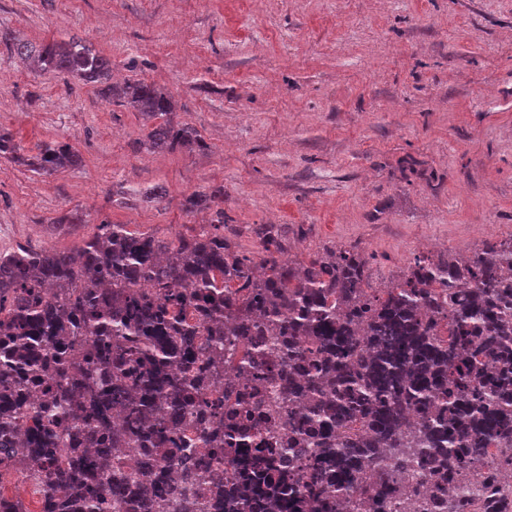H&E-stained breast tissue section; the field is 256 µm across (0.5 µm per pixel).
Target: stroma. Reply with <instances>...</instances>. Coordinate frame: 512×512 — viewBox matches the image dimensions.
Wrapping results in <instances>:
<instances>
[{
  "mask_svg": "<svg viewBox=\"0 0 512 512\" xmlns=\"http://www.w3.org/2000/svg\"><path fill=\"white\" fill-rule=\"evenodd\" d=\"M0 31L84 40L206 144L135 148L139 113L0 51V128L82 157L50 175L0 159V252H70L103 221L174 238L210 223L184 209L202 187L223 188L242 252L259 224L296 259L352 244L376 288L432 241L512 236V0H0Z\"/></svg>",
  "mask_w": 512,
  "mask_h": 512,
  "instance_id": "35a3bbf8",
  "label": "stroma"
}]
</instances>
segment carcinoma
I'll list each match as a JSON object with an SVG mask.
<instances>
[{
    "instance_id": "obj_1",
    "label": "carcinoma",
    "mask_w": 512,
    "mask_h": 512,
    "mask_svg": "<svg viewBox=\"0 0 512 512\" xmlns=\"http://www.w3.org/2000/svg\"><path fill=\"white\" fill-rule=\"evenodd\" d=\"M38 70L105 84L112 63L71 37L0 44ZM105 92L145 120L136 145L152 152L206 147L165 116L171 97L142 79ZM0 159L36 174L80 165L67 143L21 153L0 130ZM224 189H199L188 212L213 211L210 229L175 240L100 223L72 253L17 246L0 253V460L50 491L42 512H180L171 466L187 463L188 488L208 471L201 512H344L359 498L381 512L407 508L394 473L362 475L373 445L398 447L407 417L420 420L415 467L432 508L512 512L496 488L512 458V237L465 256L417 255L383 288L353 247L306 262L280 259L272 226L262 250L242 253L224 235ZM246 346L238 369L288 400V436L265 437L266 420L226 391L205 396L210 355ZM127 426L112 433V413ZM205 416L171 439L187 415ZM143 449L140 471L118 460ZM112 462L100 484L98 465Z\"/></svg>"
}]
</instances>
